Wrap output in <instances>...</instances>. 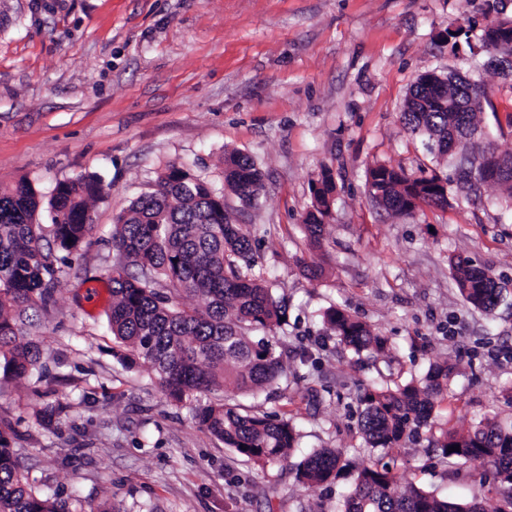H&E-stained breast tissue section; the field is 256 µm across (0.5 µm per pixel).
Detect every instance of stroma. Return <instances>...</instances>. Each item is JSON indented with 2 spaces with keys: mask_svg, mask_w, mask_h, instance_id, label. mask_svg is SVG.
<instances>
[{
  "mask_svg": "<svg viewBox=\"0 0 512 512\" xmlns=\"http://www.w3.org/2000/svg\"><path fill=\"white\" fill-rule=\"evenodd\" d=\"M0 0V186L30 181L42 196L77 175L110 187L95 229L69 255L56 304L34 329L46 354L42 380L0 374V443L46 492L108 501L118 512H343L353 481L305 490L288 465L244 463L169 402L146 363L114 351L105 311L107 243L116 215L151 191L168 165L195 163L224 182L229 150L262 173L255 205L225 192L234 223L256 238L255 275L285 299L287 387L243 397L290 418L292 461L318 448L357 455L356 397L380 376L422 378L433 362L456 369L429 423L460 432L512 424V210L489 183L482 203L389 214L369 196L368 166L436 169L398 120L418 75L482 76L497 109L512 104L505 79L477 45L492 21H512V0ZM471 29L450 47L452 19ZM330 169L336 197L321 246L303 228L311 185ZM462 254L509 287L493 314L459 294L449 270ZM314 261L321 279L300 264ZM345 308L388 340L384 356L357 359L321 315ZM57 427L35 424L44 403ZM399 490L499 504L471 463L462 479L427 440L394 450Z\"/></svg>",
  "mask_w": 512,
  "mask_h": 512,
  "instance_id": "obj_1",
  "label": "stroma"
}]
</instances>
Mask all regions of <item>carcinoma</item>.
Here are the masks:
<instances>
[{"instance_id": "obj_1", "label": "carcinoma", "mask_w": 512, "mask_h": 512, "mask_svg": "<svg viewBox=\"0 0 512 512\" xmlns=\"http://www.w3.org/2000/svg\"><path fill=\"white\" fill-rule=\"evenodd\" d=\"M481 49L489 57L512 56V23L484 29ZM493 107L486 88L459 76L431 71L411 86L399 120L422 136L436 157L452 146L453 173L409 174L402 168L374 164L366 183L372 197L397 215L423 205L446 209L456 186L467 202L481 201L475 162L490 154L501 161L496 179L512 200V153L501 154L482 124L485 107ZM224 183L244 203L258 199L262 174L240 152L224 156ZM313 202L303 223L310 240L323 236L336 185L331 173L313 182ZM106 194L102 180L79 175L59 182L44 201L29 181L0 187V368L15 378L42 368L41 345L29 328L54 305L61 268L55 250L73 253L93 230L92 206ZM51 215L50 230L39 223L41 210ZM112 248L122 255L112 265V301L105 311L113 341L126 363L150 364L157 383L175 405L187 406L198 425L261 469L288 460L299 434L288 418L251 410L236 403L240 395L271 388L288 378L273 334L286 317L273 284L252 274V236L224 211V194L187 165L167 166L153 191L139 196L115 219ZM461 296L473 307L491 312L500 288L491 269L463 255L451 261ZM200 297L201 309L185 300ZM326 328L358 356L385 354L386 339L344 309L331 306L322 315ZM453 368L435 366L425 378L405 383L383 379L363 389L358 422L368 462L344 458L337 448H320L294 464L296 479L309 489L330 484L346 468L356 472L345 499V512H485L476 497L442 501L412 487L401 493L389 450L419 437L434 400L448 390ZM222 391L212 398L210 394ZM429 444L443 457L461 459L489 472L497 483L500 505L512 512V429L488 422L466 434L448 429L430 432ZM454 445L460 450L448 452ZM0 512H118L112 506L85 508L36 489L13 449L0 444Z\"/></svg>"}]
</instances>
